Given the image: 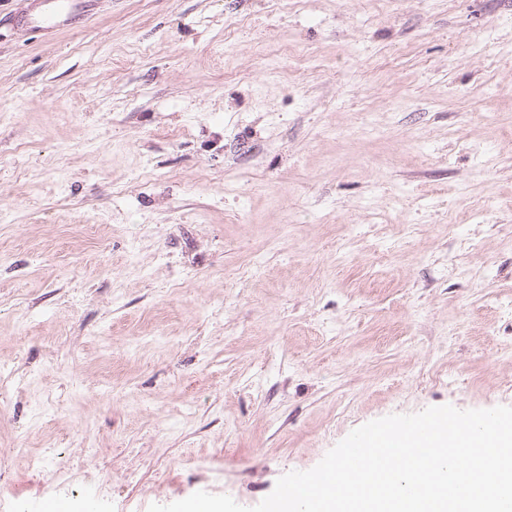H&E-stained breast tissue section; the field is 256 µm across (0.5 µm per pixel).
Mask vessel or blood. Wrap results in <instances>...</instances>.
<instances>
[{
	"mask_svg": "<svg viewBox=\"0 0 512 512\" xmlns=\"http://www.w3.org/2000/svg\"><path fill=\"white\" fill-rule=\"evenodd\" d=\"M93 0H25L24 9L15 15V30L42 37L71 29L85 15Z\"/></svg>",
	"mask_w": 512,
	"mask_h": 512,
	"instance_id": "b4317fda",
	"label": "vessel or blood"
}]
</instances>
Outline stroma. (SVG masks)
Returning <instances> with one entry per match:
<instances>
[{
    "label": "stroma",
    "mask_w": 512,
    "mask_h": 512,
    "mask_svg": "<svg viewBox=\"0 0 512 512\" xmlns=\"http://www.w3.org/2000/svg\"><path fill=\"white\" fill-rule=\"evenodd\" d=\"M22 6L0 512L252 507L371 420L512 406V0ZM98 0H25L24 9L11 19L17 30L41 37L71 29Z\"/></svg>",
    "instance_id": "35a3bbf8"
}]
</instances>
